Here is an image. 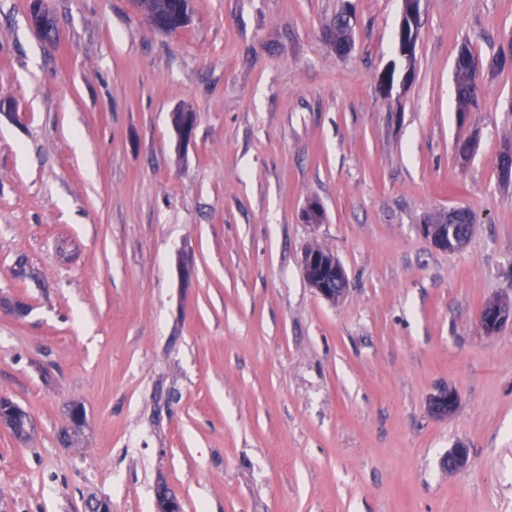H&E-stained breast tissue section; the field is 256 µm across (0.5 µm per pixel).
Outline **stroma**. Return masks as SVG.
<instances>
[{
    "label": "stroma",
    "instance_id": "obj_1",
    "mask_svg": "<svg viewBox=\"0 0 512 512\" xmlns=\"http://www.w3.org/2000/svg\"><path fill=\"white\" fill-rule=\"evenodd\" d=\"M48 4L51 40L0 0V397L34 420L0 428V512H156L162 484L183 512H512V321L479 323L512 301V69L465 116L450 95L461 46L512 53V0H421L389 89L403 0H192L170 34L132 0ZM451 207L475 224L450 252L420 226ZM346 18L351 25H354L355 15L352 12L346 14ZM346 21L344 10L336 14L331 27L329 28V39L336 52L346 55L353 45V28ZM316 252L332 254L319 246L309 247L302 258L304 274L319 296L334 303L344 293L345 271L335 255H320Z\"/></svg>",
    "mask_w": 512,
    "mask_h": 512
}]
</instances>
